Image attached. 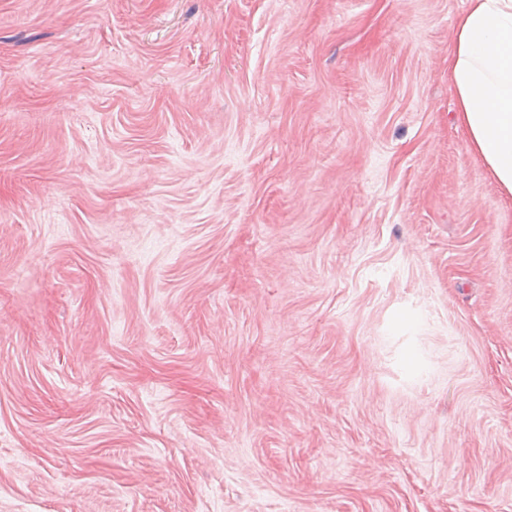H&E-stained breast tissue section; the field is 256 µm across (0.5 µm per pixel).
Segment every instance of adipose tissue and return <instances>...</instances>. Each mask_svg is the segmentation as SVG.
I'll return each mask as SVG.
<instances>
[{
    "label": "adipose tissue",
    "mask_w": 512,
    "mask_h": 512,
    "mask_svg": "<svg viewBox=\"0 0 512 512\" xmlns=\"http://www.w3.org/2000/svg\"><path fill=\"white\" fill-rule=\"evenodd\" d=\"M448 64L467 142L512 195V0H469Z\"/></svg>",
    "instance_id": "ef3b65f1"
}]
</instances>
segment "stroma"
Returning a JSON list of instances; mask_svg holds the SVG:
<instances>
[{
  "mask_svg": "<svg viewBox=\"0 0 512 512\" xmlns=\"http://www.w3.org/2000/svg\"><path fill=\"white\" fill-rule=\"evenodd\" d=\"M464 6L0 0V512H512Z\"/></svg>",
  "mask_w": 512,
  "mask_h": 512,
  "instance_id": "stroma-1",
  "label": "stroma"
}]
</instances>
